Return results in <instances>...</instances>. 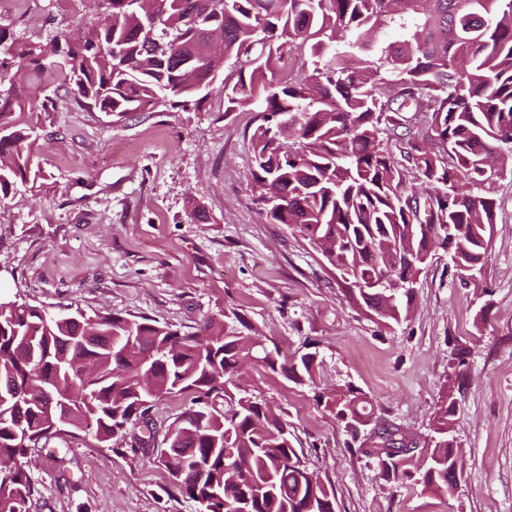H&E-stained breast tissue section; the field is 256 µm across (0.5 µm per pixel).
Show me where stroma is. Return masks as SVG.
Segmentation results:
<instances>
[{
    "label": "stroma",
    "mask_w": 512,
    "mask_h": 512,
    "mask_svg": "<svg viewBox=\"0 0 512 512\" xmlns=\"http://www.w3.org/2000/svg\"><path fill=\"white\" fill-rule=\"evenodd\" d=\"M83 0L0 6V23L46 43L94 19ZM56 108L34 116L40 188L0 201V295L50 312L146 316L196 332L204 318L240 315L281 355L315 353L313 384L255 376L306 460L334 492L336 512H512V177L497 202L486 286L493 304L474 328L473 288L436 251L414 286L411 314L387 326L351 302L320 256L287 225L267 223L249 190L254 112L225 114L222 96L123 117L74 102L47 82ZM209 212L196 223L189 199ZM470 353L452 435L465 467L452 496L385 480L316 393L353 384L376 414L425 437L457 348ZM181 398L154 411L153 440L110 445L80 431L35 449V512H195L157 461Z\"/></svg>",
    "instance_id": "obj_1"
}]
</instances>
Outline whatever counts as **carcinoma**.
Listing matches in <instances>:
<instances>
[{
    "label": "carcinoma",
    "instance_id": "obj_1",
    "mask_svg": "<svg viewBox=\"0 0 512 512\" xmlns=\"http://www.w3.org/2000/svg\"><path fill=\"white\" fill-rule=\"evenodd\" d=\"M100 2L109 22L56 32L54 60L0 24V199L42 178L29 117L55 108L44 82L61 75L77 103L121 117L151 103L197 105L216 90L225 113H257L249 188L267 222L293 226L356 304L400 322L413 289L394 283H416L434 245L488 295L496 181L484 162L512 175V0H154L153 28L127 0ZM286 45L300 77L285 75ZM419 115L424 138L411 134ZM466 355L453 353L421 442L351 384L316 402L385 479L448 494L462 455L449 433ZM315 361L272 357L236 313L206 318L196 335L1 300L0 512L35 507L26 466L49 444L48 391L73 392L57 413L107 443L131 425L152 429L164 399L189 398L185 422H174L185 436L158 463L207 512H335L280 415L239 385L256 366L311 382Z\"/></svg>",
    "mask_w": 512,
    "mask_h": 512
}]
</instances>
